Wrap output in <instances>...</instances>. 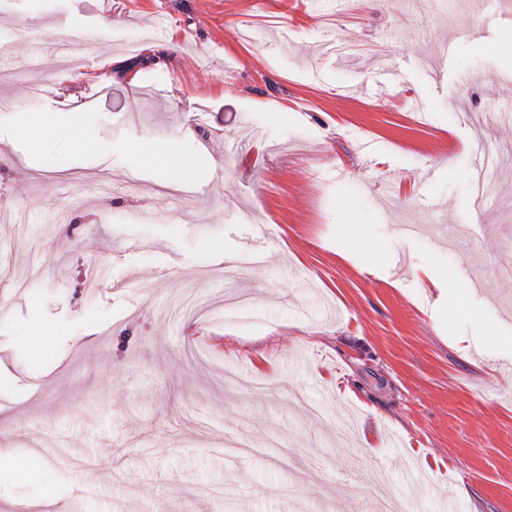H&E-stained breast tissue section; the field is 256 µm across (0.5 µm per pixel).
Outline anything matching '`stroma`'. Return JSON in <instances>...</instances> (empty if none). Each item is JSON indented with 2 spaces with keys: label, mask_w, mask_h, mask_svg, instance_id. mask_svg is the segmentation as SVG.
<instances>
[{
  "label": "stroma",
  "mask_w": 512,
  "mask_h": 512,
  "mask_svg": "<svg viewBox=\"0 0 512 512\" xmlns=\"http://www.w3.org/2000/svg\"><path fill=\"white\" fill-rule=\"evenodd\" d=\"M91 29L140 87L57 81L87 65ZM510 36L512 0H0L17 42L0 81V446L32 472L0 480V504L364 512L373 470L406 463L435 479L418 512L437 490L512 512ZM154 41L174 43L169 67ZM481 138L504 155L484 205ZM185 184L201 196H174ZM402 224H469L479 245L401 240ZM249 246L263 263L218 275ZM375 248L395 267L368 273ZM428 262L445 289L414 276Z\"/></svg>",
  "instance_id": "35a3bbf8"
}]
</instances>
